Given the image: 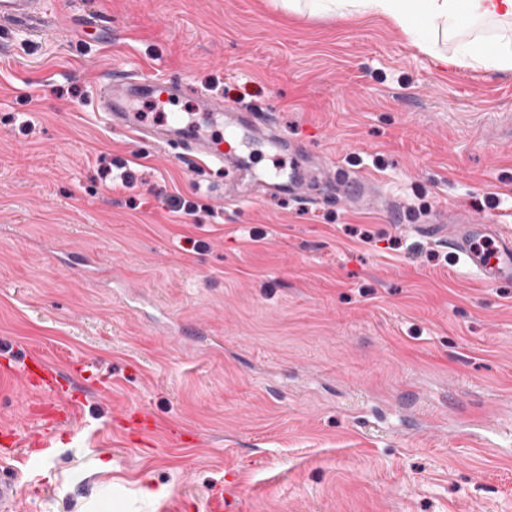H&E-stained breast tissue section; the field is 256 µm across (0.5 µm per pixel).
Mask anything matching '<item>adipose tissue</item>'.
<instances>
[{"label":"adipose tissue","instance_id":"obj_1","mask_svg":"<svg viewBox=\"0 0 512 512\" xmlns=\"http://www.w3.org/2000/svg\"><path fill=\"white\" fill-rule=\"evenodd\" d=\"M288 11L340 18L379 17L407 36L425 35L427 53H435L439 37L470 31L462 42L460 65L512 72V0H282ZM493 24L495 35L480 28Z\"/></svg>","mask_w":512,"mask_h":512}]
</instances>
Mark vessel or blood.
Here are the masks:
<instances>
[{"instance_id":"1","label":"vessel or blood","mask_w":512,"mask_h":512,"mask_svg":"<svg viewBox=\"0 0 512 512\" xmlns=\"http://www.w3.org/2000/svg\"><path fill=\"white\" fill-rule=\"evenodd\" d=\"M41 19V0H0V24L33 26ZM136 89L159 111L190 92L187 85L170 83L158 74H116L97 99L99 118L107 128L132 133L141 141L177 144L185 158L202 165H221L235 178L250 169L262 135L257 128L236 121L235 108L199 92L194 94L196 114L192 119L174 113L161 124L148 126L142 124L130 102ZM341 187L352 202L364 203L374 196L372 181L362 177L343 179ZM421 232L429 239L447 242L485 286L495 288L512 281V233L498 225L475 224L465 215L443 209L422 225ZM22 374L31 387L54 392L64 406H72L62 374L54 365L33 359L24 365ZM0 438L6 442L0 448V512H17L23 495H36L39 488L22 485L12 466L23 444L21 434L5 428L0 430Z\"/></svg>"}]
</instances>
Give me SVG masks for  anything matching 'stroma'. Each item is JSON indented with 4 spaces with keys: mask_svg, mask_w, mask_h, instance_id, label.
<instances>
[{
    "mask_svg": "<svg viewBox=\"0 0 512 512\" xmlns=\"http://www.w3.org/2000/svg\"><path fill=\"white\" fill-rule=\"evenodd\" d=\"M47 3L43 33L0 26V363L92 376L22 468L45 487L20 512H512V434L493 452L448 434L512 418V284L416 231L443 204L512 231V73L279 0ZM116 69L188 83L184 110L201 91L275 116L255 169L311 177V199L226 200L220 167L104 127L95 83ZM103 155L133 188L110 189ZM320 158L398 219L334 200ZM86 253L91 277L68 261ZM45 399L0 382V427L35 431Z\"/></svg>",
    "mask_w": 512,
    "mask_h": 512,
    "instance_id": "obj_1",
    "label": "stroma"
}]
</instances>
